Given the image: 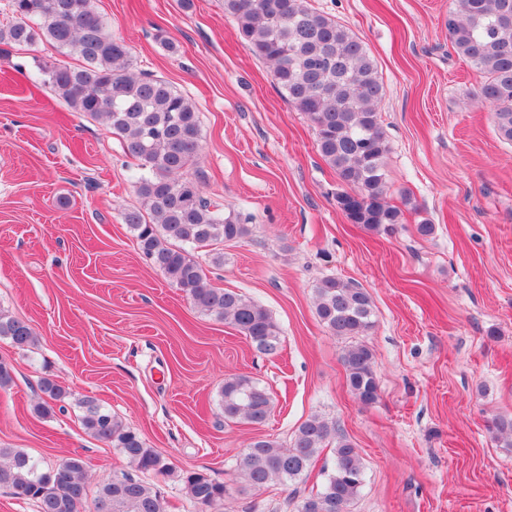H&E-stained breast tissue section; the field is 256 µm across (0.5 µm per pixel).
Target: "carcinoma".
Listing matches in <instances>:
<instances>
[{"label": "carcinoma", "instance_id": "carcinoma-1", "mask_svg": "<svg viewBox=\"0 0 512 512\" xmlns=\"http://www.w3.org/2000/svg\"><path fill=\"white\" fill-rule=\"evenodd\" d=\"M224 14L257 58L266 61L288 104L305 114L317 149L335 170L341 190L336 203L347 220L370 231L390 230L401 212L387 201L384 159L390 151L378 107L384 96L377 65L365 44L344 24L309 6L307 0H224ZM448 42L480 74L468 97L491 108L500 138L512 142V0H452ZM82 65L48 66L33 56L40 79L73 112L105 123L126 154L137 161L134 187L140 206L123 214L139 249L167 281L181 289L201 312L234 326L253 348L267 356L281 350L278 324L260 304L234 291L216 288L209 269L224 265L220 245L250 233L249 225L224 207L207 201L189 171L200 150L195 105L162 77L132 70V51L112 35L96 0H9L0 20V54L13 46L38 43ZM205 251L203 264L195 255ZM315 311L338 337L366 336L372 329L369 293L352 283L326 277L317 284ZM0 339L25 350L37 341L32 328L0 308ZM347 386L364 405L378 399L374 355L363 341L341 356ZM46 396L37 411L49 414L68 397L55 380L39 383ZM220 406L227 423L263 426L273 411L269 390L244 374L224 379ZM83 428L118 449L143 474L168 475L171 464L139 434L92 399L79 401ZM495 439L512 447V417L489 425ZM333 465L321 490L302 498L298 512H352L364 483L362 457L336 424L314 415L283 446L267 435L254 438L237 455L234 472L245 486L296 483L307 475L326 447ZM59 467L44 466L22 448H0V487L37 503L39 512H83L88 463L73 455ZM189 500L200 512H224L231 488L209 476L179 474ZM92 512H166L152 483L123 474L97 490Z\"/></svg>", "mask_w": 512, "mask_h": 512}]
</instances>
